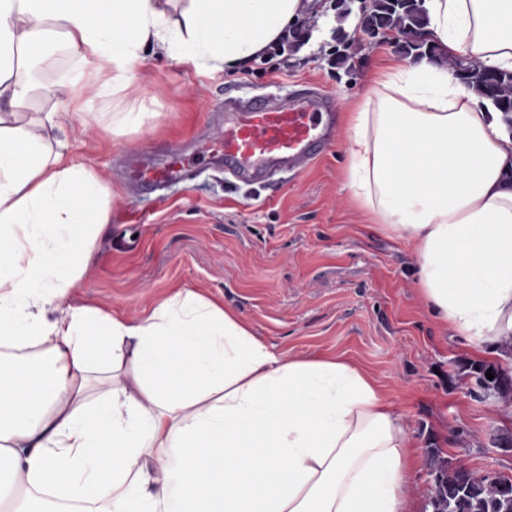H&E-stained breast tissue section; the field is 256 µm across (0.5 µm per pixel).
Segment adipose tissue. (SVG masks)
<instances>
[{"label": "adipose tissue", "mask_w": 512, "mask_h": 512, "mask_svg": "<svg viewBox=\"0 0 512 512\" xmlns=\"http://www.w3.org/2000/svg\"><path fill=\"white\" fill-rule=\"evenodd\" d=\"M0 0V512H416L404 416L341 357L283 358L182 288L132 323L75 306L108 188L20 124L57 41L128 87L146 48L251 61L303 0ZM440 55L389 61L349 118L347 187L412 245L422 296L478 354L512 339V126L442 66L512 71V0H424Z\"/></svg>", "instance_id": "1"}]
</instances>
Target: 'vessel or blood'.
Masks as SVG:
<instances>
[{
	"label": "vessel or blood",
	"instance_id": "obj_1",
	"mask_svg": "<svg viewBox=\"0 0 512 512\" xmlns=\"http://www.w3.org/2000/svg\"><path fill=\"white\" fill-rule=\"evenodd\" d=\"M336 104L313 89H301L284 102L258 94L226 98L224 131L211 144L212 160L234 180L266 186L277 172L300 170L336 143ZM194 159L180 151L168 153L161 165L128 170L134 184L152 188L172 180H189Z\"/></svg>",
	"mask_w": 512,
	"mask_h": 512
}]
</instances>
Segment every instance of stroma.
<instances>
[{"label": "stroma", "instance_id": "stroma-1", "mask_svg": "<svg viewBox=\"0 0 512 512\" xmlns=\"http://www.w3.org/2000/svg\"><path fill=\"white\" fill-rule=\"evenodd\" d=\"M346 3L349 15L326 13L295 66L272 75L183 67L150 53L123 92L102 96L87 76L111 78L108 57L88 67L50 47L36 81L62 91L73 81L84 85L53 135L66 142L72 163L111 188L110 222L63 304L136 322L174 289L190 288L236 312L282 357H344L370 373L404 415L418 458L408 493L422 506L430 449L477 474L512 476V452L493 441L512 432V403L485 395L465 374L476 350L429 313L410 247L368 223L352 201L344 184L347 128L306 171L282 173L273 188L236 184L205 164L192 184L130 191L115 168L124 154L152 162L170 148L218 136L223 123L215 115L228 93L285 100L298 84L314 83L347 112L364 99L373 70L401 50L366 38L352 69L331 67L326 54L337 28L352 31L361 15L362 0ZM135 101L148 109L143 122L120 123Z\"/></svg>", "mask_w": 512, "mask_h": 512}]
</instances>
